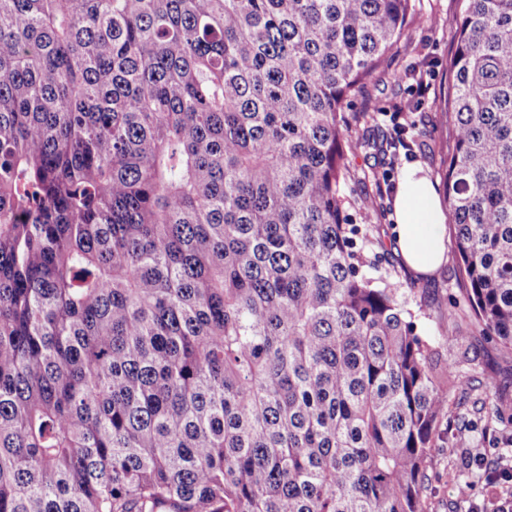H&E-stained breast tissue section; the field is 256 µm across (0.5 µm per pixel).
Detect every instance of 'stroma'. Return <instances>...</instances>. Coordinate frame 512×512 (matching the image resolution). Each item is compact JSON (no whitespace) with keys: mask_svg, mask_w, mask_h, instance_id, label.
<instances>
[{"mask_svg":"<svg viewBox=\"0 0 512 512\" xmlns=\"http://www.w3.org/2000/svg\"><path fill=\"white\" fill-rule=\"evenodd\" d=\"M461 10L462 0H414V11L396 45L345 106L343 132L350 140L385 138L398 122L413 127L410 149L396 148L385 154L364 147L348 149L345 208L351 223L368 225L373 236L383 242L369 275L390 274L401 284L417 334L438 343L454 334L469 337L468 345L443 350V358L457 365L463 376L483 381L490 405L506 409L512 407V356L480 334L460 291L462 271L455 248H448L445 262L431 275L418 277L404 268L392 250L391 214L398 186L377 180L383 171L399 177L416 167L436 189L444 187L453 132L445 123L442 108L453 83L448 64L456 48ZM421 80L430 86L424 95L417 90ZM481 392L458 389L449 394V412L439 426L441 435L454 433L459 417L471 416ZM501 451H512V424L506 422L477 429L469 445L432 449L425 467V512H496L507 489L502 483L488 481L486 474L494 469ZM466 481L474 490L471 498L464 500L456 487Z\"/></svg>","mask_w":512,"mask_h":512,"instance_id":"obj_1","label":"stroma"}]
</instances>
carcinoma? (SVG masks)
<instances>
[{
    "label": "carcinoma",
    "instance_id": "1",
    "mask_svg": "<svg viewBox=\"0 0 512 512\" xmlns=\"http://www.w3.org/2000/svg\"><path fill=\"white\" fill-rule=\"evenodd\" d=\"M413 0H0V512H424L465 384L368 277L342 111ZM445 190L512 354V0ZM467 392V393H464ZM483 392V388L475 391H462L461 388L452 391L448 396L449 412L448 417H444L439 426V432L442 436L447 437L455 433V428L458 423V417L466 416L472 417L473 401L479 398Z\"/></svg>",
    "mask_w": 512,
    "mask_h": 512
}]
</instances>
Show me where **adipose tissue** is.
<instances>
[{
  "label": "adipose tissue",
  "instance_id": "obj_1",
  "mask_svg": "<svg viewBox=\"0 0 512 512\" xmlns=\"http://www.w3.org/2000/svg\"><path fill=\"white\" fill-rule=\"evenodd\" d=\"M395 252L413 273L426 276L445 258L446 215L433 183L408 170L395 199Z\"/></svg>",
  "mask_w": 512,
  "mask_h": 512
}]
</instances>
